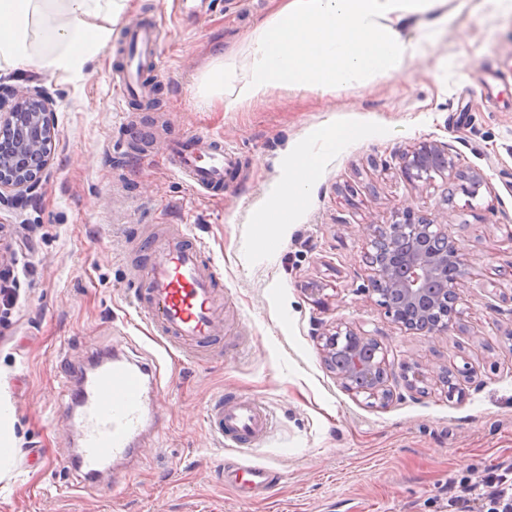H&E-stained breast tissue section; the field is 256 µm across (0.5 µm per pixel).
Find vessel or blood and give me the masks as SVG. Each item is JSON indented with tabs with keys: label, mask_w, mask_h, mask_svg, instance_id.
<instances>
[{
	"label": "vessel or blood",
	"mask_w": 512,
	"mask_h": 512,
	"mask_svg": "<svg viewBox=\"0 0 512 512\" xmlns=\"http://www.w3.org/2000/svg\"><path fill=\"white\" fill-rule=\"evenodd\" d=\"M160 41L155 16L145 15L127 28L119 46L120 63L113 72L116 98L148 101L149 84L143 70L153 67ZM170 170L188 185L219 195L224 181L237 167V152L222 139L186 135L167 143ZM222 274L205 246L185 233L156 230L149 244V260L134 291V306L165 351H183L195 358L207 353L210 342L224 330ZM157 385L155 369L113 351L74 386L69 401L77 423L75 467L84 486L96 484L112 465L128 461L149 425L147 396ZM210 432L219 440L246 449L263 441L271 428L269 411L249 399H215L206 412ZM227 479L254 489L272 481L260 464L239 463Z\"/></svg>",
	"instance_id": "b4317fda"
}]
</instances>
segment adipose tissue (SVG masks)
Instances as JSON below:
<instances>
[{
	"label": "adipose tissue",
	"instance_id": "1",
	"mask_svg": "<svg viewBox=\"0 0 512 512\" xmlns=\"http://www.w3.org/2000/svg\"><path fill=\"white\" fill-rule=\"evenodd\" d=\"M127 0H0V67L68 74L112 38ZM277 10L249 35L242 66H216L200 86L225 109L266 98L271 88L342 90L373 75L400 72L408 53L401 27L415 15L437 24L447 0H276ZM317 155L290 156L267 224L288 217L316 186Z\"/></svg>",
	"mask_w": 512,
	"mask_h": 512
}]
</instances>
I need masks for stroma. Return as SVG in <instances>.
Here are the masks:
<instances>
[{"label":"stroma","instance_id":"obj_1","mask_svg":"<svg viewBox=\"0 0 512 512\" xmlns=\"http://www.w3.org/2000/svg\"><path fill=\"white\" fill-rule=\"evenodd\" d=\"M191 2L129 0L112 33L156 14L157 111L114 97L108 47L62 77L0 70L2 87L48 92L55 132L37 205L0 207L14 240L0 263L28 267L0 304V401L18 448L0 512H448L450 481L512 461V0H448L443 33L395 76L334 94L276 87L231 111L197 85L243 63L270 0ZM331 120L357 136L321 154L316 189L287 223L258 224L289 152ZM150 126L223 136L240 164L222 196L189 191L163 145L139 153ZM421 142L444 145L456 176L409 182L401 156ZM473 171L485 183L470 197L460 185ZM406 208L443 219L467 260L463 330L402 331L365 290L371 229ZM166 226L188 228L224 278V333L202 360L166 353L133 307L132 245ZM338 322L382 342L388 403L345 391L325 366L317 335ZM115 347L158 368L160 425L127 484L90 493L65 460V386L88 352ZM417 361L450 369L461 390L410 388ZM219 395L265 405L268 437L244 452L212 436L205 411ZM243 459L274 473L247 498L224 483Z\"/></svg>","mask_w":512,"mask_h":512}]
</instances>
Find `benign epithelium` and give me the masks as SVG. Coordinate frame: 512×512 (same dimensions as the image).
Instances as JSON below:
<instances>
[{
    "label": "benign epithelium",
    "instance_id": "obj_1",
    "mask_svg": "<svg viewBox=\"0 0 512 512\" xmlns=\"http://www.w3.org/2000/svg\"><path fill=\"white\" fill-rule=\"evenodd\" d=\"M51 98L40 88L0 89V136L19 131L9 146L11 161L0 164V204L27 205L40 196L43 175L49 164V144L54 139L50 121ZM401 171L411 182H429L433 175L453 172L454 161L447 148L421 142L401 157ZM365 262L372 269L367 292L379 296L382 306L400 329L423 335H447L463 327L457 306L462 302V278L448 280L441 261L447 259L460 269L464 255L444 225L412 209L402 219L372 231ZM326 366L342 387L351 393H365L385 404L392 396L388 388V363L379 356L382 343L377 336L344 326L339 322L318 336ZM451 373L417 363L408 385L434 381L454 389Z\"/></svg>",
    "mask_w": 512,
    "mask_h": 512
}]
</instances>
